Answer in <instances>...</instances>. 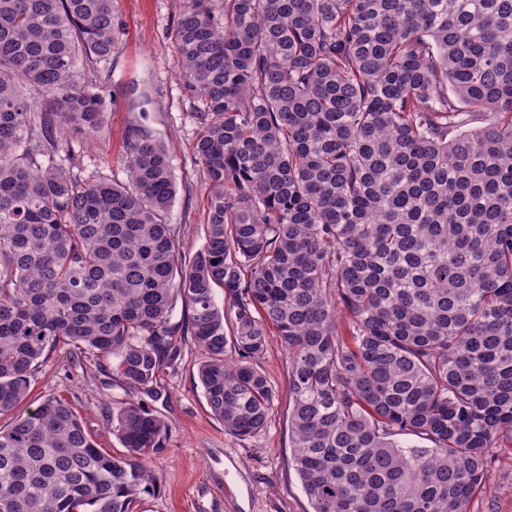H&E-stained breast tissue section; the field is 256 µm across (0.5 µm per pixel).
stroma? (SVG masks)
Returning <instances> with one entry per match:
<instances>
[{
    "label": "stroma",
    "instance_id": "1",
    "mask_svg": "<svg viewBox=\"0 0 512 512\" xmlns=\"http://www.w3.org/2000/svg\"><path fill=\"white\" fill-rule=\"evenodd\" d=\"M124 32L112 64L97 75L109 92L103 126L71 138L83 173L124 179L125 134L136 126L170 149L177 195L168 223L180 230L186 254L204 243L208 186L195 161L193 143L198 107L174 72L171 35L179 0H115ZM179 357L164 365L158 394L149 405L165 423L163 449L149 462L157 490L143 512H311L290 461L288 443V355L270 337L260 365L277 398L267 429L242 440L228 434L210 412L198 380L203 350L187 337ZM69 402L102 451L119 456L124 448L107 422L106 404L126 396L112 377V362L56 348L31 379L25 409L42 397ZM489 483L491 495L475 494L470 512H512V447L497 449Z\"/></svg>",
    "mask_w": 512,
    "mask_h": 512
}]
</instances>
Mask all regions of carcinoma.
I'll return each mask as SVG.
<instances>
[{"label":"carcinoma","mask_w":512,"mask_h":512,"mask_svg":"<svg viewBox=\"0 0 512 512\" xmlns=\"http://www.w3.org/2000/svg\"><path fill=\"white\" fill-rule=\"evenodd\" d=\"M121 31L114 0H0V415L59 345L153 393L181 334L245 440L273 332L312 512H470L512 445V0H182L209 188L190 256L164 143L129 128L121 182L64 165ZM105 413L122 457L55 397L0 428V512H139L165 423Z\"/></svg>","instance_id":"1"}]
</instances>
